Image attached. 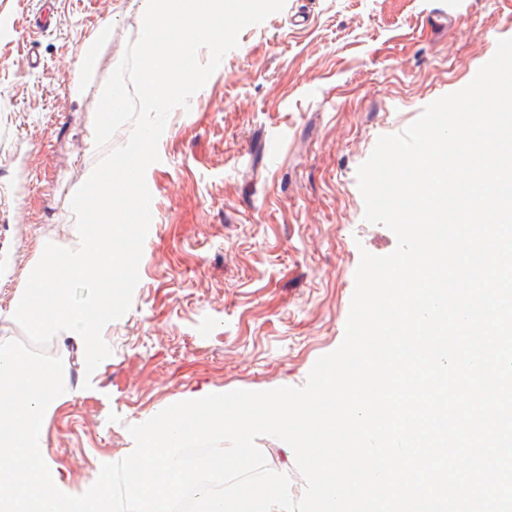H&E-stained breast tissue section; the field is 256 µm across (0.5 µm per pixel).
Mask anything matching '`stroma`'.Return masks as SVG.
<instances>
[{
    "mask_svg": "<svg viewBox=\"0 0 512 512\" xmlns=\"http://www.w3.org/2000/svg\"><path fill=\"white\" fill-rule=\"evenodd\" d=\"M141 0H0V336L46 243L73 248L67 208L101 156L97 88L137 38ZM106 42L94 88L72 91L82 46ZM512 38V0H286L245 28L189 109H175L146 172L154 210L132 307L90 381L52 340L74 388L45 456L84 493L134 448L127 427L206 392L304 386L343 341L361 252L394 233L364 219L357 169L460 90ZM304 492L292 448L257 438Z\"/></svg>",
    "mask_w": 512,
    "mask_h": 512,
    "instance_id": "obj_1",
    "label": "stroma"
}]
</instances>
